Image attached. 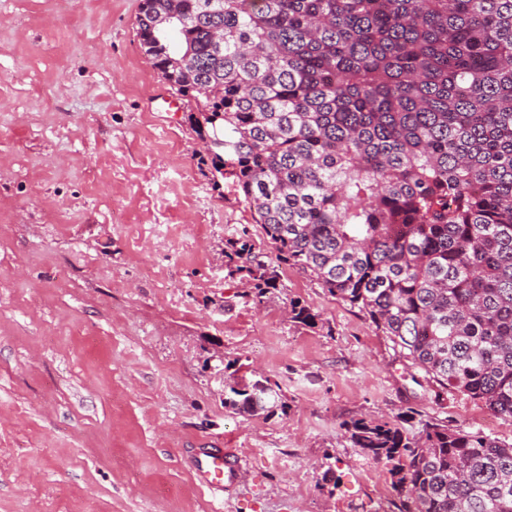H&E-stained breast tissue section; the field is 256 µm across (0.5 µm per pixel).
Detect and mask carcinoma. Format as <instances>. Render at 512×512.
I'll list each match as a JSON object with an SVG mask.
<instances>
[{"label":"carcinoma","mask_w":512,"mask_h":512,"mask_svg":"<svg viewBox=\"0 0 512 512\" xmlns=\"http://www.w3.org/2000/svg\"><path fill=\"white\" fill-rule=\"evenodd\" d=\"M138 36L277 261L365 313L437 405L512 418V0H143ZM226 245L262 302L276 270L247 231ZM270 392L227 383L224 407ZM342 426L397 512H512V444L434 417Z\"/></svg>","instance_id":"carcinoma-1"}]
</instances>
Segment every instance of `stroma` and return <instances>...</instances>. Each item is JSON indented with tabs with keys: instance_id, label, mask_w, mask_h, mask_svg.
<instances>
[{
	"instance_id": "1",
	"label": "stroma",
	"mask_w": 512,
	"mask_h": 512,
	"mask_svg": "<svg viewBox=\"0 0 512 512\" xmlns=\"http://www.w3.org/2000/svg\"><path fill=\"white\" fill-rule=\"evenodd\" d=\"M140 4L0 0V512H389L388 470L345 420L512 444L511 418L456 391L436 406L302 271L279 265L259 304L229 275L227 239L275 253L189 109L157 111ZM259 375L280 406L225 409V382ZM205 443L243 459L224 494L191 471Z\"/></svg>"
}]
</instances>
